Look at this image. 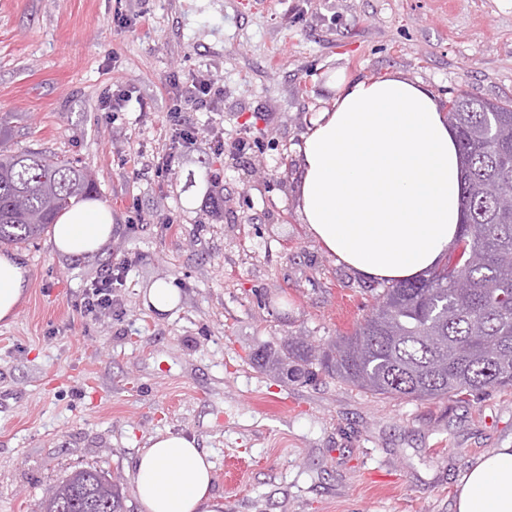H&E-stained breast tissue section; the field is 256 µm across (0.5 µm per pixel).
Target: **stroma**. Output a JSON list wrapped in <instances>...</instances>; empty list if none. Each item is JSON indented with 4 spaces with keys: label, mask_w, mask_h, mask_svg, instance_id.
<instances>
[{
    "label": "stroma",
    "mask_w": 512,
    "mask_h": 512,
    "mask_svg": "<svg viewBox=\"0 0 512 512\" xmlns=\"http://www.w3.org/2000/svg\"><path fill=\"white\" fill-rule=\"evenodd\" d=\"M339 71L400 72L443 104L512 100V0H0V134L79 159L113 220L90 256L46 235L12 248L30 285L0 325V512H34L79 468L120 477L140 512L135 459L167 430L209 453L223 512H452L465 470L512 444V390L383 399L254 359L296 337L326 347L375 303L298 212L297 148ZM178 72L224 100L187 107L198 140L159 177ZM216 121L250 149L214 154ZM121 262L111 311L85 313L86 285ZM159 279L180 292L168 314L143 301Z\"/></svg>",
    "instance_id": "stroma-1"
}]
</instances>
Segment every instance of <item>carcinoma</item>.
Listing matches in <instances>:
<instances>
[{
	"mask_svg": "<svg viewBox=\"0 0 512 512\" xmlns=\"http://www.w3.org/2000/svg\"><path fill=\"white\" fill-rule=\"evenodd\" d=\"M464 178L461 234L425 278L383 283L352 333L318 352L288 342L256 359L286 379L317 364L329 376L386 398L464 399L512 389V102L461 92L448 100ZM96 190L92 175L43 151L0 141V245L31 243ZM121 484L96 469L71 472L35 512H125Z\"/></svg>",
	"mask_w": 512,
	"mask_h": 512,
	"instance_id": "1",
	"label": "carcinoma"
}]
</instances>
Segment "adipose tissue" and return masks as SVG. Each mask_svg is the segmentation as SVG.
I'll use <instances>...</instances> for the list:
<instances>
[{"label": "adipose tissue", "instance_id": "ef3b65f1", "mask_svg": "<svg viewBox=\"0 0 512 512\" xmlns=\"http://www.w3.org/2000/svg\"><path fill=\"white\" fill-rule=\"evenodd\" d=\"M336 95L312 120L300 148L303 223L339 260L371 280L406 279L442 262L459 232L455 136L437 98L399 72L338 75ZM112 238V213L84 199L52 230L60 254L82 257ZM30 284L13 252L0 251V322L11 323ZM214 465L194 438L160 432L134 464L142 512H215ZM455 512H512V447L472 464Z\"/></svg>", "mask_w": 512, "mask_h": 512}]
</instances>
